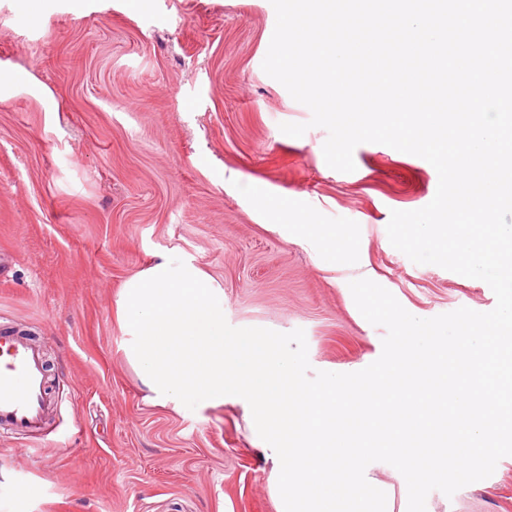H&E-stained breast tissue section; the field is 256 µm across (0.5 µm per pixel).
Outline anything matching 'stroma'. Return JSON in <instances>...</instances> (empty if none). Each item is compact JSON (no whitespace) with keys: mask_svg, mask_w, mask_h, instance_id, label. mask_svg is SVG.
Masks as SVG:
<instances>
[{"mask_svg":"<svg viewBox=\"0 0 512 512\" xmlns=\"http://www.w3.org/2000/svg\"><path fill=\"white\" fill-rule=\"evenodd\" d=\"M275 23L270 0H0V329L33 334L51 396L47 434L0 432V512H276L241 408L147 404L124 357L118 294L159 258L200 266L233 327L304 330L315 371L382 352L351 281L423 319L495 307L389 241L391 211L434 198L429 162L362 143L354 172L327 165L262 69ZM305 210L355 261L299 233ZM426 512H512V456Z\"/></svg>","mask_w":512,"mask_h":512,"instance_id":"obj_1","label":"stroma"}]
</instances>
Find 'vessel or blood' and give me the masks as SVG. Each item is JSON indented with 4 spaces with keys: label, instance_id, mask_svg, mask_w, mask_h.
I'll list each match as a JSON object with an SVG mask.
<instances>
[{
    "label": "vessel or blood",
    "instance_id": "b4317fda",
    "mask_svg": "<svg viewBox=\"0 0 512 512\" xmlns=\"http://www.w3.org/2000/svg\"><path fill=\"white\" fill-rule=\"evenodd\" d=\"M46 373L40 349L0 331V429L38 433L45 426Z\"/></svg>",
    "mask_w": 512,
    "mask_h": 512
}]
</instances>
